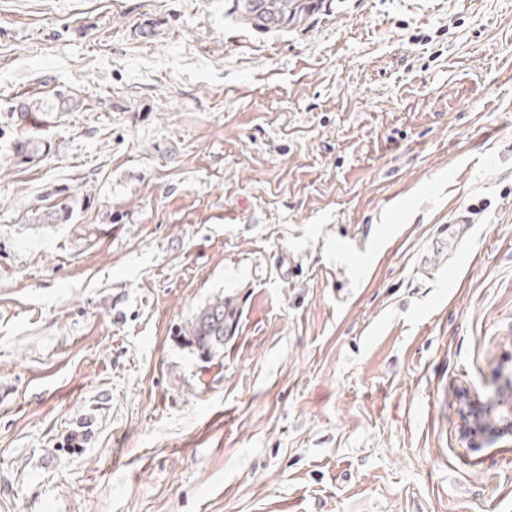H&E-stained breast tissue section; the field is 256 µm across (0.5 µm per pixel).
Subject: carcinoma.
Segmentation results:
<instances>
[{
	"instance_id": "obj_1",
	"label": "carcinoma",
	"mask_w": 512,
	"mask_h": 512,
	"mask_svg": "<svg viewBox=\"0 0 512 512\" xmlns=\"http://www.w3.org/2000/svg\"><path fill=\"white\" fill-rule=\"evenodd\" d=\"M326 7V0H224V16L240 27L271 34L305 29ZM227 313L224 296L214 297L182 327L184 342L203 358L217 355L230 330Z\"/></svg>"
}]
</instances>
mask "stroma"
<instances>
[{
  "mask_svg": "<svg viewBox=\"0 0 512 512\" xmlns=\"http://www.w3.org/2000/svg\"><path fill=\"white\" fill-rule=\"evenodd\" d=\"M510 370L512 0H0V512H512ZM326 0H225L224 16L238 26L260 34L305 29ZM227 313L224 297L216 296L194 312L182 327L180 335L201 357L215 356L223 350L224 337L231 329L226 321ZM501 393L503 398L500 399ZM494 399H497L496 403H492L493 399L483 403L467 400L459 409L464 436L472 448H480L484 443L505 436L512 437L511 371Z\"/></svg>",
  "mask_w": 512,
  "mask_h": 512,
  "instance_id": "stroma-1",
  "label": "stroma"
}]
</instances>
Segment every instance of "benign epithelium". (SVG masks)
Returning a JSON list of instances; mask_svg holds the SVG:
<instances>
[{
    "label": "benign epithelium",
    "instance_id": "1",
    "mask_svg": "<svg viewBox=\"0 0 512 512\" xmlns=\"http://www.w3.org/2000/svg\"><path fill=\"white\" fill-rule=\"evenodd\" d=\"M500 390L506 396L495 402L467 400L460 407L464 436L473 448L505 436L512 437V375L502 382Z\"/></svg>",
    "mask_w": 512,
    "mask_h": 512
}]
</instances>
